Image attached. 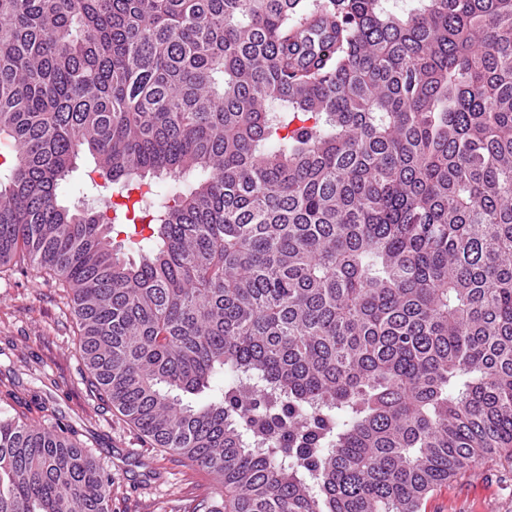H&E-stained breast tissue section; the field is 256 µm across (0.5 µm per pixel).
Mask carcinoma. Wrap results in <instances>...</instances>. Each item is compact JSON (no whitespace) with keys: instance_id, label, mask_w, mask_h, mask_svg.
<instances>
[{"instance_id":"obj_1","label":"carcinoma","mask_w":512,"mask_h":512,"mask_svg":"<svg viewBox=\"0 0 512 512\" xmlns=\"http://www.w3.org/2000/svg\"><path fill=\"white\" fill-rule=\"evenodd\" d=\"M0 268L195 512H422L512 461V0H0ZM151 223L61 197L80 153ZM41 414L43 423L33 422ZM0 376V512H112Z\"/></svg>"}]
</instances>
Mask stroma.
Listing matches in <instances>:
<instances>
[{
  "instance_id": "1",
  "label": "stroma",
  "mask_w": 512,
  "mask_h": 512,
  "mask_svg": "<svg viewBox=\"0 0 512 512\" xmlns=\"http://www.w3.org/2000/svg\"><path fill=\"white\" fill-rule=\"evenodd\" d=\"M93 158L80 154L67 204L102 206L107 188H90ZM68 301L39 274L0 273V369H12L40 391L80 432L94 457L111 468L112 512H193L207 497L209 476L145 443L138 430L87 388ZM424 512H512V464L490 462L440 487Z\"/></svg>"
}]
</instances>
